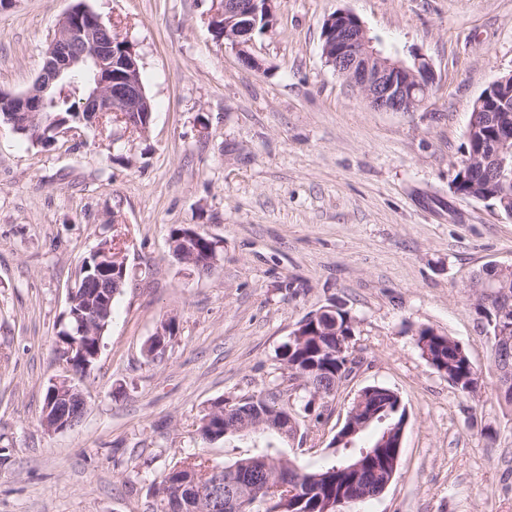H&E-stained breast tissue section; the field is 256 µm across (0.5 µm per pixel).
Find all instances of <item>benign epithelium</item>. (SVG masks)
I'll return each mask as SVG.
<instances>
[{
	"instance_id": "benign-epithelium-1",
	"label": "benign epithelium",
	"mask_w": 512,
	"mask_h": 512,
	"mask_svg": "<svg viewBox=\"0 0 512 512\" xmlns=\"http://www.w3.org/2000/svg\"><path fill=\"white\" fill-rule=\"evenodd\" d=\"M258 0H213L209 26L214 33L228 41L238 52L245 65L257 61L247 47L254 5ZM324 55L336 66V73L360 93L376 110L386 112H413L422 105L416 97L428 92L435 83L433 67L425 55L414 54V65L384 55L373 47L362 22L354 14L338 11L324 22ZM120 39L107 35L101 16L90 11L72 9L62 18L45 55V65L33 87L26 93L10 94L0 90V113L13 118L15 112H26L32 118L38 116L49 99L59 94L82 96L81 111L84 121L100 123L103 118L115 114L125 119L127 114L149 112L144 86L140 79L136 52L126 44L123 53H117L115 45ZM95 68V84L81 90L74 83L58 84L63 76L87 66ZM474 114L488 113L494 116L496 135L493 146L473 156V161L489 167L504 164L503 153L512 152V78L501 77L495 81L474 103ZM109 312L103 308L94 310L93 317L76 314L79 336L61 359L67 375L56 378L51 384V394L58 402L56 411L44 409L42 424L50 432H59L79 422L75 410H84L87 401L69 374L88 370V359H98L85 352L90 339L91 319L105 320ZM374 416L359 421L349 416L345 426L336 433V447H353L351 438L360 428L368 425ZM258 492L257 487L240 482L230 493L225 509L228 512H244L249 499Z\"/></svg>"
}]
</instances>
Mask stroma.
<instances>
[{
    "mask_svg": "<svg viewBox=\"0 0 512 512\" xmlns=\"http://www.w3.org/2000/svg\"><path fill=\"white\" fill-rule=\"evenodd\" d=\"M75 0L0 9V90H27ZM140 58L153 111L119 140L80 126L47 146L0 122V512H150V488L198 455L230 465L259 435L201 440L204 409L267 389L281 347L336 304L358 365L272 455L316 470L364 387L408 411L397 472L351 512H512V408L497 397L470 277L512 263V219L454 194L473 102L512 73V0H273L246 67L217 40L212 0H85ZM354 13L385 52L424 54L436 83L414 112L368 106L322 54L325 20ZM174 224L221 240L206 275L176 263ZM128 278L74 428L39 422L63 373L68 290L102 240ZM175 318L164 356L143 345ZM458 341L482 371L466 398L428 365L418 326ZM494 438H487V431Z\"/></svg>",
    "mask_w": 512,
    "mask_h": 512,
    "instance_id": "obj_1",
    "label": "stroma"
}]
</instances>
